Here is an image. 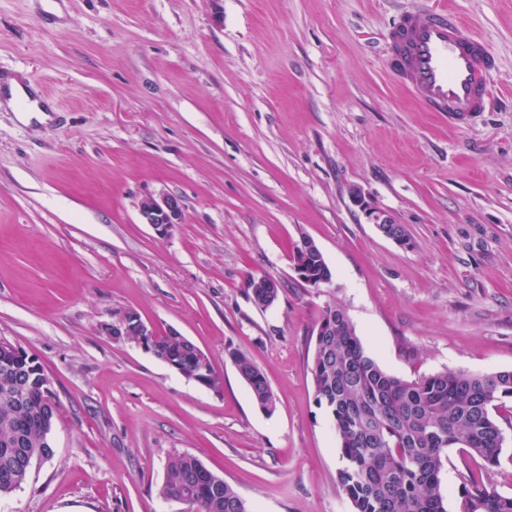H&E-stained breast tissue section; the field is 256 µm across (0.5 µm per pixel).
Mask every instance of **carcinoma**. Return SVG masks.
<instances>
[{"label": "carcinoma", "instance_id": "carcinoma-1", "mask_svg": "<svg viewBox=\"0 0 512 512\" xmlns=\"http://www.w3.org/2000/svg\"><path fill=\"white\" fill-rule=\"evenodd\" d=\"M291 261L319 279L332 272L318 246L304 238ZM159 356L184 377L203 376L210 390L222 385L212 364L199 370L194 343L159 332ZM256 405L266 413L275 395L262 370L245 353L225 351ZM314 399L334 420L345 467L339 482L353 512H447L441 473L448 449L463 448L473 460L495 465L504 435L493 412L512 399V370L473 374L446 369L405 380L389 374L366 352L346 311L328 305L317 325L310 364ZM48 376L29 356L4 365L0 359V497L26 483L36 461L54 450L48 434L58 405L44 383ZM159 495L187 506L186 512H249L224 477L196 456L182 453L167 461ZM463 512H512L505 496L473 476L462 489Z\"/></svg>", "mask_w": 512, "mask_h": 512}]
</instances>
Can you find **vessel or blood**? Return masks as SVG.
I'll use <instances>...</instances> for the list:
<instances>
[{"instance_id":"obj_1","label":"vessel or blood","mask_w":512,"mask_h":512,"mask_svg":"<svg viewBox=\"0 0 512 512\" xmlns=\"http://www.w3.org/2000/svg\"><path fill=\"white\" fill-rule=\"evenodd\" d=\"M385 44L390 75L427 111L463 117L490 108L494 56L452 9L402 12Z\"/></svg>"}]
</instances>
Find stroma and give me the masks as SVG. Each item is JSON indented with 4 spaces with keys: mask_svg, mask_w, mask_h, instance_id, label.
I'll return each instance as SVG.
<instances>
[{
    "mask_svg": "<svg viewBox=\"0 0 512 512\" xmlns=\"http://www.w3.org/2000/svg\"><path fill=\"white\" fill-rule=\"evenodd\" d=\"M446 5L498 59L499 99L462 126L383 62L398 12ZM12 79L50 112L0 104V340L42 365L59 412L53 457L0 512H184L158 495L176 453L250 512H352L308 370L330 304L397 377L512 370V0H0ZM162 194L184 208L164 239L139 216ZM305 236L331 285L296 281ZM261 276L281 284L266 309L248 288ZM127 309L196 344L221 390L101 332ZM229 348L262 369L273 413ZM504 433L493 466L449 449L448 512L472 474L512 495ZM352 201L356 206L361 207L365 211L367 218L369 219L371 224L375 225V227L377 228L378 231H379V225L382 224V226H381L382 232H384L388 235H391V234L395 235V233L398 232L399 233L398 236L400 238H405L407 240L397 241V240H394L392 238L385 236L384 234H382L379 231L384 237L392 239V240L398 242L402 246H407L409 244L408 234H407L405 226L403 224H399L398 222H396V220L392 216H390L389 214H386L385 212L374 211L372 209L367 208V205L365 204L364 198L360 191H357V190L353 191ZM394 224H397V227H394ZM225 358L249 387L256 405L264 412L272 413L276 407V398L262 370L248 355L236 349H227Z\"/></svg>",
    "mask_w": 512,
    "mask_h": 512,
    "instance_id": "stroma-1",
    "label": "stroma"
}]
</instances>
